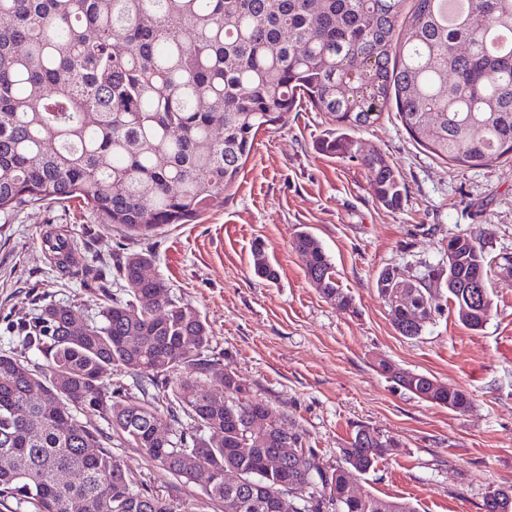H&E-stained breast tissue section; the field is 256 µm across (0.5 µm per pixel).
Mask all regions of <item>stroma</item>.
<instances>
[{
	"instance_id": "35a3bbf8",
	"label": "stroma",
	"mask_w": 512,
	"mask_h": 512,
	"mask_svg": "<svg viewBox=\"0 0 512 512\" xmlns=\"http://www.w3.org/2000/svg\"><path fill=\"white\" fill-rule=\"evenodd\" d=\"M328 129L311 104L284 113L258 132L223 201L195 223L147 237L125 235L74 202L0 212V354L44 367L39 352L22 347L21 325L51 301L79 321L97 320L102 289L123 293L118 261L148 251L150 274L206 319L207 358L282 411L322 468H335L366 425L401 446L360 476L362 489L415 512H484L488 485L512 484V280L493 276V314L482 329H468L449 308L409 339L392 326L376 278L388 267L416 274L447 265L453 233H483L490 260L512 256V157L473 168L437 159L387 104L356 139L359 153L380 151L399 173L405 197L392 210L375 199L358 160L319 150ZM302 230L330 256L353 310L338 309L310 282L292 245ZM53 237L69 242L74 261L43 250ZM258 239L277 282L253 273ZM381 359L465 390L470 408L415 397L379 371ZM112 452L151 490L173 492L195 512H221L199 485L161 469L122 435L113 434Z\"/></svg>"
}]
</instances>
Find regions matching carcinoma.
Listing matches in <instances>:
<instances>
[{
  "instance_id": "obj_1",
  "label": "carcinoma",
  "mask_w": 512,
  "mask_h": 512,
  "mask_svg": "<svg viewBox=\"0 0 512 512\" xmlns=\"http://www.w3.org/2000/svg\"><path fill=\"white\" fill-rule=\"evenodd\" d=\"M405 2L0 0V212L74 201L138 237L193 222L233 187L262 127L303 98L334 125L322 143L331 154L352 153L353 135L377 124L391 100L409 135L439 159L481 167L511 154L512 0ZM361 163L379 203L399 206L405 186L384 156ZM293 248L322 295L352 309L319 240L301 231ZM252 257L257 277L277 280L264 243ZM151 264L138 252L117 265L128 298L102 290L98 323L78 326L70 307L42 305L22 342L45 369L0 354V505L69 512L82 499L85 512H188L112 454L102 419L224 512H414L365 490L349 494L350 482L399 447L394 437L360 426L336 468L322 469L282 413L202 358L206 320L163 279L143 275ZM491 271L482 234H452L448 269L405 276L403 298L385 269L376 288L404 337L421 336L419 320L434 321L450 303L478 330L493 305L468 284H489ZM441 278L445 289L432 287ZM378 368L422 400L470 408L462 389L386 360ZM114 369L142 380L141 399L107 388ZM264 411L272 423L251 430L250 416ZM181 415L190 430L175 428ZM214 430L222 440H210ZM285 439L293 451L283 457ZM484 509L512 512V484L487 492Z\"/></svg>"
}]
</instances>
